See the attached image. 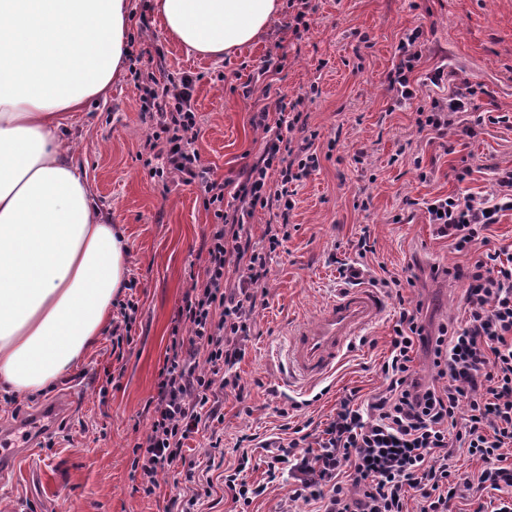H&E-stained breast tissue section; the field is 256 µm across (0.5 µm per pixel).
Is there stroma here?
Segmentation results:
<instances>
[{
    "instance_id": "35a3bbf8",
    "label": "stroma",
    "mask_w": 512,
    "mask_h": 512,
    "mask_svg": "<svg viewBox=\"0 0 512 512\" xmlns=\"http://www.w3.org/2000/svg\"><path fill=\"white\" fill-rule=\"evenodd\" d=\"M310 31L296 38L280 12L252 47L216 63L188 54L158 22L142 28L140 0L133 4L136 48L162 47L168 69L199 74L195 108L201 119L197 148L215 179L235 176L258 153L264 133L250 117L274 107L278 97L302 98L308 127L317 131L320 168L298 189L289 218L291 236L275 255L258 290V307L245 355L237 367L243 399L221 395L224 464L236 463L242 435H278L289 410L295 423L323 422L349 390L374 393L383 386L380 366L388 354L401 301L420 309L429 335L460 322L464 284L448 268L465 265L446 239L435 236L423 209L407 199L457 191L453 169L467 164L472 192L488 190L496 169L512 166V0H315ZM423 25L430 50L422 71L446 66L452 83L482 85L477 112H489L480 135L445 154L439 140L419 131L416 114L392 107L386 76L403 32ZM367 42H360V35ZM281 70L257 68L272 44ZM317 94H310V86ZM98 205L127 240V264L138 278L140 313L134 343L113 361L98 337L79 364L40 396L0 392V423L52 401L69 410L59 430L21 455L15 475L0 486V512H163L183 487L172 471L153 496L137 491L132 448L149 427L171 323L191 273L201 271L205 237L215 218L196 190L164 185L149 175L138 154L148 134L139 93L130 76L113 84L106 99L89 101L68 115L61 129ZM363 163H356V156ZM429 179L420 182L419 170ZM369 234L373 251L359 257L355 244ZM386 267L413 278L402 298L382 295V312L324 381L299 390L288 386L287 336L301 319L315 317L343 288L338 263ZM107 394H100V387ZM251 482L264 485L250 512H310L289 500L288 482H268L263 449H251Z\"/></svg>"
}]
</instances>
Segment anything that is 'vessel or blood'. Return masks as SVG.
Returning a JSON list of instances; mask_svg holds the SVG:
<instances>
[{
	"mask_svg": "<svg viewBox=\"0 0 512 512\" xmlns=\"http://www.w3.org/2000/svg\"><path fill=\"white\" fill-rule=\"evenodd\" d=\"M381 303L370 290L344 292L326 304L313 319L298 322L288 338L285 352L288 374L299 384L320 380L332 372L356 336L378 317ZM61 419L60 411L46 406L29 417L9 423V434L0 439V474L12 468L14 441L37 447L52 434Z\"/></svg>",
	"mask_w": 512,
	"mask_h": 512,
	"instance_id": "obj_1",
	"label": "vessel or blood"
}]
</instances>
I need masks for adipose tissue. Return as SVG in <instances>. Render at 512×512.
I'll use <instances>...</instances> for the list:
<instances>
[{"label":"adipose tissue","instance_id":"obj_1","mask_svg":"<svg viewBox=\"0 0 512 512\" xmlns=\"http://www.w3.org/2000/svg\"><path fill=\"white\" fill-rule=\"evenodd\" d=\"M282 0H152L165 33L210 59L256 42ZM131 0H0V388L38 394L105 329L127 244L61 140V114L125 72Z\"/></svg>","mask_w":512,"mask_h":512}]
</instances>
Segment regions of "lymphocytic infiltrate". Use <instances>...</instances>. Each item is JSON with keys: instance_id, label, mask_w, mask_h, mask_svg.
Segmentation results:
<instances>
[{"instance_id": "1", "label": "lymphocytic infiltrate", "mask_w": 512, "mask_h": 512, "mask_svg": "<svg viewBox=\"0 0 512 512\" xmlns=\"http://www.w3.org/2000/svg\"><path fill=\"white\" fill-rule=\"evenodd\" d=\"M425 33L415 26L398 41L387 89L395 105L415 106L419 130L437 138L456 130L473 139L487 120L479 114L462 123L481 91L469 82L445 88L443 68L418 77ZM143 119L150 125L144 164L152 176H175L195 187L215 222L206 238L202 275L193 279L173 319L169 345L149 405V430L134 444L131 468L145 496L155 495L160 474L186 463V495L165 512H195L206 486L195 463L185 460L186 441L208 433L210 459L224 457L218 396L244 388L235 367L245 355L260 297L256 289L274 254L287 242L289 217L301 182L320 167L298 101L277 100L275 112L260 110L251 122L264 132L259 155L233 178L215 179L196 147L201 132L189 71L160 80L152 64H130ZM439 95L423 99L425 86ZM469 167L455 171L462 188L423 202L438 237L467 259L452 276L466 280L467 316L448 332L427 335L420 311L404 307L381 365L384 387L362 397L358 390L339 398L336 414L314 431L294 426L290 438L266 441L270 478L290 474L292 497L314 512H407L419 498L420 512H453L452 502L476 486L491 494L472 502L471 512H512V254L488 250L486 232L512 211V167L495 172L483 195L469 192ZM272 209L276 223L252 239L248 221ZM116 315L109 338L112 355L123 360L134 338L139 300L113 301ZM432 356L433 375L415 368L418 348ZM482 464L460 471L453 449Z\"/></svg>"}]
</instances>
